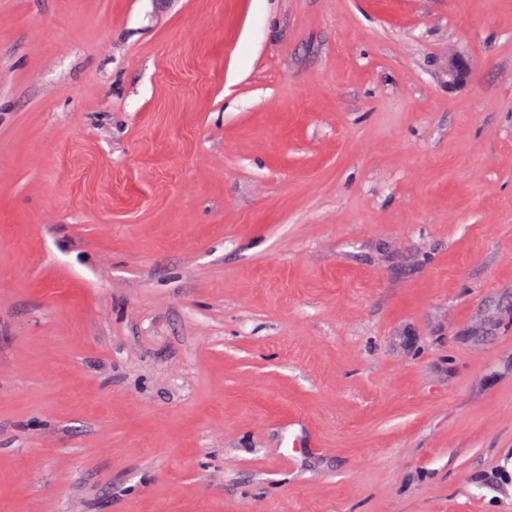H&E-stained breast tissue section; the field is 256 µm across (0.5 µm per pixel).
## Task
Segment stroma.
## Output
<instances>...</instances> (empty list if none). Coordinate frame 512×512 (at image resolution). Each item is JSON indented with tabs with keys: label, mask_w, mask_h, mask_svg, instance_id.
<instances>
[{
	"label": "stroma",
	"mask_w": 512,
	"mask_h": 512,
	"mask_svg": "<svg viewBox=\"0 0 512 512\" xmlns=\"http://www.w3.org/2000/svg\"><path fill=\"white\" fill-rule=\"evenodd\" d=\"M0 103V512H512V0H0Z\"/></svg>",
	"instance_id": "obj_1"
}]
</instances>
